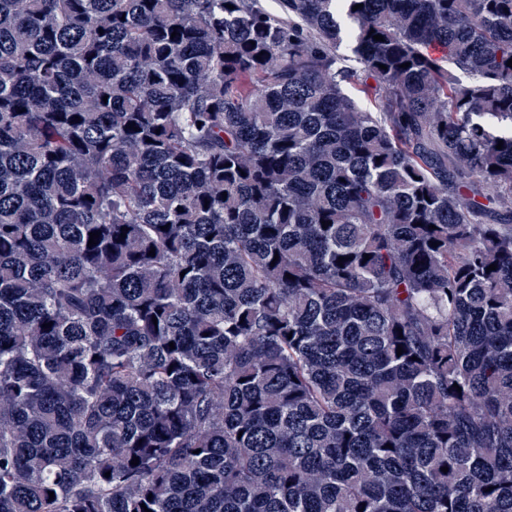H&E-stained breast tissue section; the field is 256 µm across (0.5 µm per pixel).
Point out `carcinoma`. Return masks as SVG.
Here are the masks:
<instances>
[{
	"label": "carcinoma",
	"mask_w": 512,
	"mask_h": 512,
	"mask_svg": "<svg viewBox=\"0 0 512 512\" xmlns=\"http://www.w3.org/2000/svg\"><path fill=\"white\" fill-rule=\"evenodd\" d=\"M274 3L0 0V512H512V0Z\"/></svg>",
	"instance_id": "cac0c4a2"
}]
</instances>
